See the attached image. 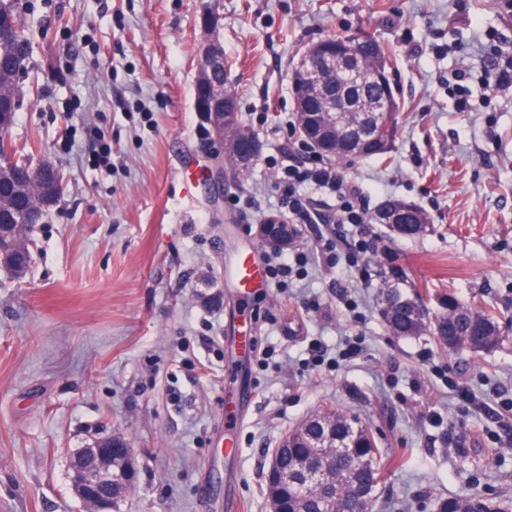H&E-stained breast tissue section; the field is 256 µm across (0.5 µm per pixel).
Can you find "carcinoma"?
<instances>
[{"mask_svg":"<svg viewBox=\"0 0 512 512\" xmlns=\"http://www.w3.org/2000/svg\"><path fill=\"white\" fill-rule=\"evenodd\" d=\"M4 29L11 36L0 40V64L5 66L14 57L29 58L32 42L21 17L13 12L1 16L0 31ZM317 45L342 49L382 69L388 67L390 60L389 53L365 34L328 37ZM400 119L397 105L383 117L374 132V140L363 151L357 149L352 128L336 133L335 146H319L317 150L320 156L336 160L384 156L391 152ZM407 204L409 201L405 199L389 197L379 208ZM424 217L426 213L412 204L401 237L420 236L416 222ZM394 275L396 282L384 280L379 305V314L393 335H429L445 349L473 354L492 353L506 340L492 311L466 304L448 292L438 296V311L431 313L423 305L420 294L409 296L400 291L399 282L407 281L406 274L396 269ZM297 429L300 436L293 441L294 447L282 453V469L288 472V483L276 489L280 512H365L367 509L372 512L383 477V450L370 426L355 415L327 409ZM327 465L335 472L336 484L313 485L302 492L296 481L307 472ZM502 506V502L474 491L438 497L436 512H503Z\"/></svg>","mask_w":512,"mask_h":512,"instance_id":"obj_1","label":"carcinoma"}]
</instances>
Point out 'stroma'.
Returning a JSON list of instances; mask_svg holds the SVG:
<instances>
[{
    "label": "stroma",
    "instance_id": "obj_1",
    "mask_svg": "<svg viewBox=\"0 0 512 512\" xmlns=\"http://www.w3.org/2000/svg\"><path fill=\"white\" fill-rule=\"evenodd\" d=\"M226 85L262 141L247 173L204 146L194 109L201 0H19L34 40L18 80L14 158L64 193L23 276L0 268V512H83L71 455L123 434L137 463L119 512H269L282 437L325 407L353 413L390 458L376 512H435L472 490L512 505V88L489 35L505 0H217ZM374 35L403 106L390 159L337 162L368 211L420 206L423 236L346 225L323 251L301 227L286 283L241 288L242 252L300 153L292 70L317 41ZM463 52H442L449 36ZM463 74L470 109L448 83ZM110 161L98 165L104 147ZM436 294L493 307L492 354L391 335L378 261ZM492 70H496V88L512 87V54L503 46L496 45L493 53L488 57ZM503 62V63H501Z\"/></svg>",
    "mask_w": 512,
    "mask_h": 512
}]
</instances>
